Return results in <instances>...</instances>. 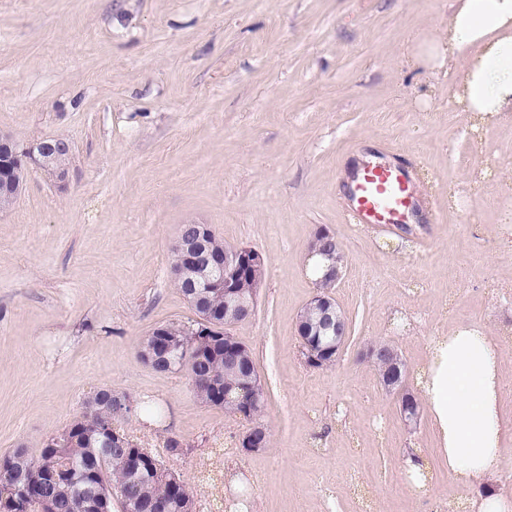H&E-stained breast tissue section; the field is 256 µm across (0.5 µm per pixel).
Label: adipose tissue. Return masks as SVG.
Returning <instances> with one entry per match:
<instances>
[{
    "mask_svg": "<svg viewBox=\"0 0 512 512\" xmlns=\"http://www.w3.org/2000/svg\"><path fill=\"white\" fill-rule=\"evenodd\" d=\"M427 52L435 67L454 68L469 112H512V0H455L447 32ZM422 388L448 474L470 488L504 453L496 338L474 325L451 328L433 345Z\"/></svg>",
    "mask_w": 512,
    "mask_h": 512,
    "instance_id": "obj_1",
    "label": "adipose tissue"
}]
</instances>
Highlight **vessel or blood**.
I'll return each instance as SVG.
<instances>
[{
  "mask_svg": "<svg viewBox=\"0 0 512 512\" xmlns=\"http://www.w3.org/2000/svg\"><path fill=\"white\" fill-rule=\"evenodd\" d=\"M417 206L408 171L395 164L362 166L349 187L347 211L359 224H403Z\"/></svg>",
  "mask_w": 512,
  "mask_h": 512,
  "instance_id": "1",
  "label": "vessel or blood"
}]
</instances>
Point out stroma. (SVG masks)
Returning a JSON list of instances; mask_svg holds the SVG:
<instances>
[{
    "label": "stroma",
    "instance_id": "stroma-1",
    "mask_svg": "<svg viewBox=\"0 0 512 512\" xmlns=\"http://www.w3.org/2000/svg\"><path fill=\"white\" fill-rule=\"evenodd\" d=\"M453 0H0V133L73 145L69 181L29 170L0 213V459L82 416L111 387L164 409L123 429L188 484L224 449V487L251 512H470L429 414L407 426L366 356L394 346L417 389L430 345L472 323L497 337L505 454L477 492L512 497V115L477 124L453 70L415 48ZM407 166L421 196L406 228L352 223V170ZM184 224L264 257L254 315L230 329L254 353L271 445L234 446L244 420L202 403L187 373L137 348L198 315L171 251ZM345 264L331 294L351 338L308 366L297 318L317 288L318 229ZM176 451H167L168 442ZM423 458L427 480L404 469Z\"/></svg>",
    "mask_w": 512,
    "mask_h": 512
}]
</instances>
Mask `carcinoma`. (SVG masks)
I'll list each match as a JSON object with an SVG mask.
<instances>
[{
    "instance_id": "obj_1",
    "label": "carcinoma",
    "mask_w": 512,
    "mask_h": 512,
    "mask_svg": "<svg viewBox=\"0 0 512 512\" xmlns=\"http://www.w3.org/2000/svg\"><path fill=\"white\" fill-rule=\"evenodd\" d=\"M208 315L214 320V335L208 327H190L180 323L163 325L170 336L179 337L189 356L174 361L162 372L188 373L196 396L204 403L226 408L246 418L258 416L266 400V390L258 379L254 354L247 346L238 363L224 360L219 344L224 342V291L208 295ZM329 336H310L304 349L317 360L312 367L334 364L336 355L320 353ZM121 417L112 413L108 403L94 400L85 406L81 418L57 435L53 446H44L33 455L26 448L15 452L27 457L22 468L11 465V457L0 460V512H47L46 503L54 494L50 473L71 466L69 482L52 504L55 512H98L112 509L117 497L122 512H164L165 505L176 500L183 512H193L194 496L190 488L169 473L158 456L139 447L129 437L115 432L116 440L106 443L104 430Z\"/></svg>"
}]
</instances>
